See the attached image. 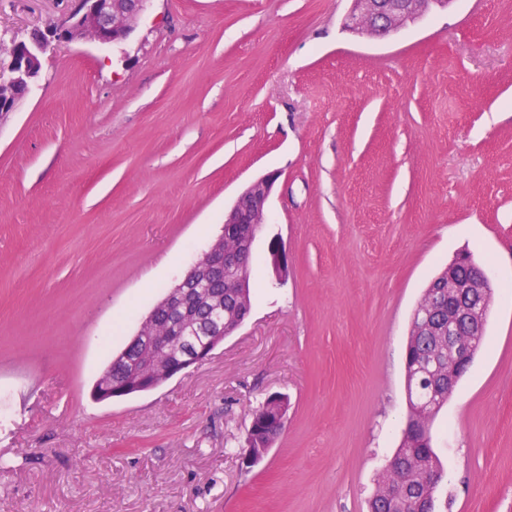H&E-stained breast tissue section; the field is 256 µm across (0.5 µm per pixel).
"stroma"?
<instances>
[{"instance_id": "1", "label": "stroma", "mask_w": 512, "mask_h": 512, "mask_svg": "<svg viewBox=\"0 0 512 512\" xmlns=\"http://www.w3.org/2000/svg\"><path fill=\"white\" fill-rule=\"evenodd\" d=\"M350 6L154 0L124 46L51 47L0 125V512H367L429 280L467 250L512 282V0L387 39L344 30ZM63 10L0 0V37ZM270 172L243 325L159 388L95 401ZM485 336L431 425L437 512H512V301ZM275 393L286 428L244 467Z\"/></svg>"}]
</instances>
